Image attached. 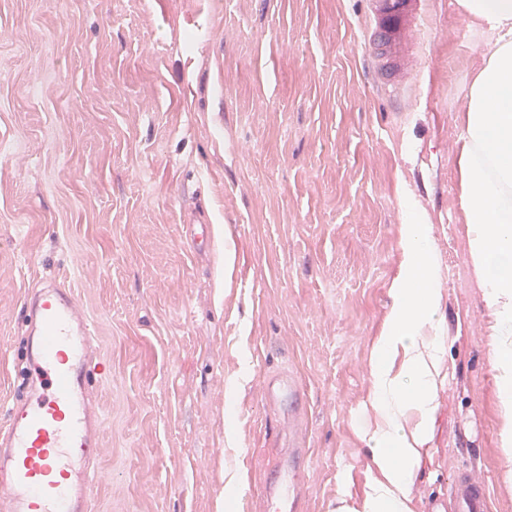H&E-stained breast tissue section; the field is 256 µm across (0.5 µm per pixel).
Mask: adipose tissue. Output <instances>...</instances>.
I'll return each instance as SVG.
<instances>
[{
  "mask_svg": "<svg viewBox=\"0 0 512 512\" xmlns=\"http://www.w3.org/2000/svg\"><path fill=\"white\" fill-rule=\"evenodd\" d=\"M458 4L497 33L459 116L457 171L473 277L492 320L498 444L512 482V0ZM398 233L402 258L390 286L392 307L372 344L365 406L373 417L364 433L372 477L363 497L337 512H410L419 451L435 417L445 343L433 227L408 217Z\"/></svg>",
  "mask_w": 512,
  "mask_h": 512,
  "instance_id": "obj_1",
  "label": "adipose tissue"
}]
</instances>
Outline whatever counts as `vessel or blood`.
<instances>
[{"label": "vessel or blood", "mask_w": 512, "mask_h": 512, "mask_svg": "<svg viewBox=\"0 0 512 512\" xmlns=\"http://www.w3.org/2000/svg\"><path fill=\"white\" fill-rule=\"evenodd\" d=\"M365 38L379 92L403 100L415 87L426 17L423 0H368ZM31 349L8 426L0 431V512H90L97 480L102 414L79 377L90 366L89 324L70 291L52 283L29 301ZM267 400L297 414L300 387L277 377ZM302 448L283 450L263 479L262 512H304L298 472ZM455 512H489L485 482L460 469L451 487Z\"/></svg>", "instance_id": "b4317fda"}]
</instances>
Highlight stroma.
Instances as JSON below:
<instances>
[{
    "instance_id": "35a3bbf8",
    "label": "stroma",
    "mask_w": 512,
    "mask_h": 512,
    "mask_svg": "<svg viewBox=\"0 0 512 512\" xmlns=\"http://www.w3.org/2000/svg\"><path fill=\"white\" fill-rule=\"evenodd\" d=\"M365 11L0 0V427L30 291L61 282L96 339L93 512H256L279 454L262 380L286 373L304 388L307 512L359 500L370 351L408 207L433 226L454 366L411 512L449 496L462 466L490 512H512L456 175L457 116L493 35L456 0H425L432 28L403 104L372 86Z\"/></svg>"
}]
</instances>
